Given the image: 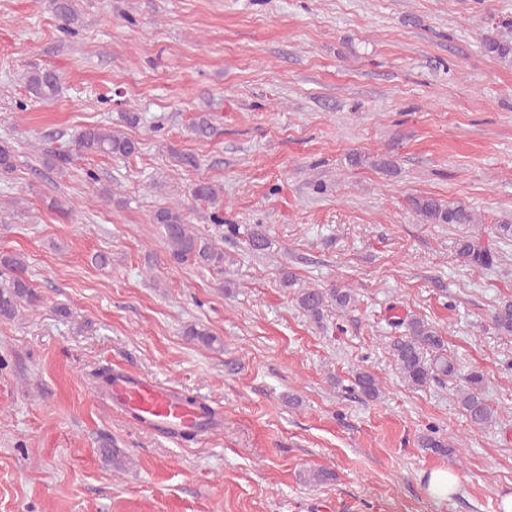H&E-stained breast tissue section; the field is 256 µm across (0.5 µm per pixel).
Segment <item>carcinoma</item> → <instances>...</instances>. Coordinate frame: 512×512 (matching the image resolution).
Instances as JSON below:
<instances>
[{"instance_id":"carcinoma-1","label":"carcinoma","mask_w":512,"mask_h":512,"mask_svg":"<svg viewBox=\"0 0 512 512\" xmlns=\"http://www.w3.org/2000/svg\"><path fill=\"white\" fill-rule=\"evenodd\" d=\"M51 11L60 22L59 29L66 35L77 34L74 25L79 15L75 0H49ZM487 53L499 58L512 56V44L495 39L484 43ZM25 86L33 98L42 101L54 99L60 89L61 77L49 68H33L24 74ZM192 132L198 138H208L214 134L210 114L200 113L190 124ZM139 151L138 142L124 132L110 126L93 124L80 130L74 138L73 148L57 152L47 150L43 153L44 164L52 170L64 173L74 161L87 155L104 154L127 158ZM17 168V153L7 142L0 144V176H8ZM191 195L194 199L216 203L219 190L212 183L200 180L193 184ZM412 210L426 224L477 223L475 215L462 204H450L433 197H414L410 200ZM153 222L160 225L164 232L168 261L176 265L192 264L199 268L224 277V249L214 241L204 238L192 231L188 224L185 207L173 203L157 209ZM248 249L253 253L268 251L272 243L266 232L255 228L247 234ZM457 259L476 268L487 269L494 265L497 252L493 251L482 237L465 235L456 240ZM0 278L6 285H0V321H11L24 304L34 305L38 301L29 279L25 276V261L13 252L0 251ZM298 308L309 319L319 323L329 307L344 311L355 301L351 288H301L295 296ZM493 328L504 335H512V300L501 302L492 312ZM406 333L396 337L390 343V351L402 374L404 381L413 387H424L442 377L455 375V365L445 353L443 336L418 318L399 322ZM186 335L200 340L209 347L223 348V341L212 335L204 327L190 326ZM355 386L366 399H377L381 393L379 380L369 371L359 370L354 376ZM459 409L469 421L479 427L493 422L494 412L484 396V375L474 370L465 377V385L456 391ZM418 446L441 456L455 453L454 446L445 437L426 433L418 437Z\"/></svg>"}]
</instances>
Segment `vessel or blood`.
<instances>
[{
	"label": "vessel or blood",
	"mask_w": 512,
	"mask_h": 512,
	"mask_svg": "<svg viewBox=\"0 0 512 512\" xmlns=\"http://www.w3.org/2000/svg\"><path fill=\"white\" fill-rule=\"evenodd\" d=\"M99 393L107 403L162 434L175 436L190 429L201 433L217 430L202 405L186 403L173 390L123 368L113 372L111 381L101 385Z\"/></svg>",
	"instance_id": "obj_1"
}]
</instances>
